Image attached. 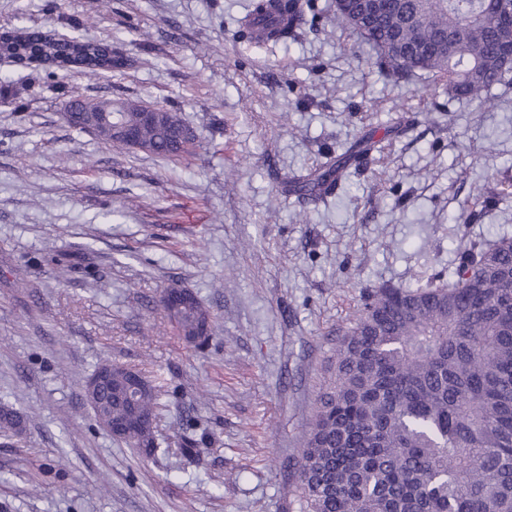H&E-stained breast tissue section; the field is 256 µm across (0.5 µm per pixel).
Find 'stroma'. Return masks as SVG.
Masks as SVG:
<instances>
[{
	"instance_id": "obj_1",
	"label": "stroma",
	"mask_w": 512,
	"mask_h": 512,
	"mask_svg": "<svg viewBox=\"0 0 512 512\" xmlns=\"http://www.w3.org/2000/svg\"><path fill=\"white\" fill-rule=\"evenodd\" d=\"M288 46L234 33L248 0H0V32L70 34L128 57L91 76L30 64L0 88V512H299L295 464L360 292L439 285L460 250L512 237V196L473 224L475 185L512 181V89L493 107L437 90L435 121L393 138L328 203L284 177L400 120L427 84L384 78L330 4ZM178 112L193 158L109 149L62 118L71 90ZM192 290L212 337L159 303ZM112 362L160 380V450L98 423L81 379ZM26 426L24 415L8 403L0 404V435H19Z\"/></svg>"
}]
</instances>
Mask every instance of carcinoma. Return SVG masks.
Wrapping results in <instances>:
<instances>
[{"label": "carcinoma", "instance_id": "cac0c4a2", "mask_svg": "<svg viewBox=\"0 0 512 512\" xmlns=\"http://www.w3.org/2000/svg\"><path fill=\"white\" fill-rule=\"evenodd\" d=\"M363 0H348L336 21L369 47L371 64L398 82L431 78L448 100L494 104L493 90L512 85V65L499 50L512 42L486 0H387L369 18ZM312 0H251L238 36L257 46L288 45L314 25ZM0 51L44 57L62 69L120 70L127 59L91 40H44L33 31ZM106 102L72 94L67 123L115 150L133 148L164 157L193 153L179 138L186 123L176 112L129 104L112 112ZM130 130L135 142L112 128ZM385 147L360 137L347 158L288 178L319 203L348 182L349 165L381 162ZM488 198L477 191L454 223L470 224ZM195 340L212 331L199 298L174 321ZM96 368L89 376H101ZM103 377V376H101ZM132 369L112 365L89 402L122 440L157 451V389L151 381L126 398ZM24 415L0 404V435H19ZM301 512H512V237L473 244L446 285H384L363 292L353 324L336 349V368L317 396L297 463Z\"/></svg>", "mask_w": 512, "mask_h": 512}]
</instances>
